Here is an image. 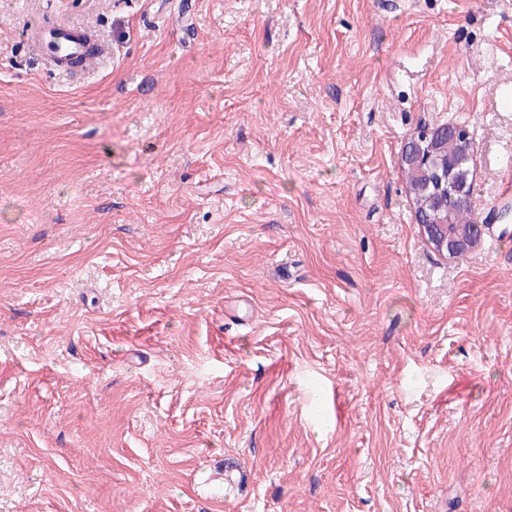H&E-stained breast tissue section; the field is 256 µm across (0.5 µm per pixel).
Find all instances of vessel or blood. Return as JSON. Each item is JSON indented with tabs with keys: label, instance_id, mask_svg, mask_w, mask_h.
<instances>
[{
	"label": "vessel or blood",
	"instance_id": "b4317fda",
	"mask_svg": "<svg viewBox=\"0 0 512 512\" xmlns=\"http://www.w3.org/2000/svg\"><path fill=\"white\" fill-rule=\"evenodd\" d=\"M28 37L47 65L63 72L72 70L75 62H90L104 51L90 31L68 25H38L29 30Z\"/></svg>",
	"mask_w": 512,
	"mask_h": 512
}]
</instances>
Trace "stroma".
Segmentation results:
<instances>
[{
  "label": "stroma",
  "mask_w": 512,
  "mask_h": 512,
  "mask_svg": "<svg viewBox=\"0 0 512 512\" xmlns=\"http://www.w3.org/2000/svg\"><path fill=\"white\" fill-rule=\"evenodd\" d=\"M508 83L512 0H0V512H512ZM445 121L455 259L398 165ZM27 35L46 64L58 71L68 72L74 68V62L87 64L104 52L90 31L73 26L39 24ZM461 129L464 128L451 123L425 127L405 142L399 156V165L406 177L408 172L414 170L416 166L418 153L422 152V144H425L426 150L433 151L439 139L443 153L448 154L451 160V166L444 168L431 162L426 163V156H423L421 161L423 176L420 180L423 181L424 189L427 188V190L421 195L416 194L414 191L415 182L408 180L409 190L412 191L415 201L416 212L424 220H433L436 216L433 209V200H439L443 204L448 203V211L451 212V218L454 223L448 224V226L446 224H437L440 227H445L443 235H431L432 229L428 225L420 224L428 243L438 253L448 256V258H457L474 250L480 244L484 227V224H479L478 217L473 212L459 208L456 202L448 199V182L453 178L454 172L460 169H467L470 166L469 154L456 141V137L453 134L448 136L449 133L455 132L456 134V131ZM444 131L448 133L439 138L440 134ZM419 135H421L420 138H418ZM454 166L456 167L455 170H453ZM451 172L452 175L448 177ZM475 224H479L478 235L468 231ZM458 227H463L467 231L456 232L448 236V231H455Z\"/></svg>",
  "instance_id": "stroma-1"
}]
</instances>
